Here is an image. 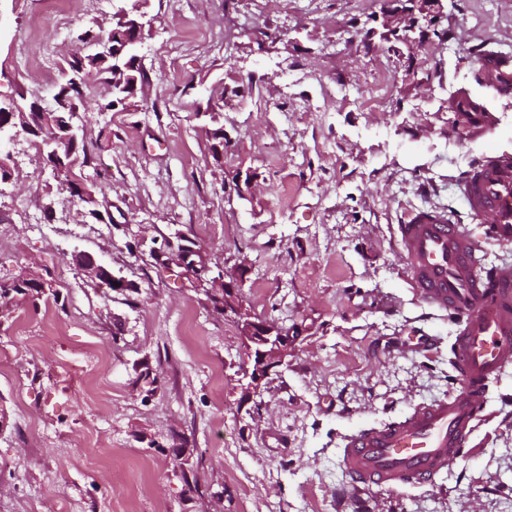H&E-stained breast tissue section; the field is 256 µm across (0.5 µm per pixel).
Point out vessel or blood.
Segmentation results:
<instances>
[{"mask_svg": "<svg viewBox=\"0 0 512 512\" xmlns=\"http://www.w3.org/2000/svg\"><path fill=\"white\" fill-rule=\"evenodd\" d=\"M461 188L475 212L494 214L495 238L511 243L512 156L483 158ZM398 237L420 298L455 325L456 386L399 420L345 438L339 457L357 490L417 488L448 471L485 417L483 395L512 365V266L484 268L467 229L440 210L412 212Z\"/></svg>", "mask_w": 512, "mask_h": 512, "instance_id": "obj_1", "label": "vessel or blood"}]
</instances>
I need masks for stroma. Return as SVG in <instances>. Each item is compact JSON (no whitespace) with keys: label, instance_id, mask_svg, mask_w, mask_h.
<instances>
[{"label":"stroma","instance_id":"35a3bbf8","mask_svg":"<svg viewBox=\"0 0 512 512\" xmlns=\"http://www.w3.org/2000/svg\"><path fill=\"white\" fill-rule=\"evenodd\" d=\"M133 2L73 0L63 26L43 0H7L0 96L53 108L64 76L42 82L40 53L62 64L80 29L110 30ZM386 6L146 0V104L78 114L94 206L29 136L7 143L0 281L40 273L54 296L0 310V512H512V367L467 457L432 484L336 497L347 435L455 385L454 325L411 288L398 225L445 211L487 263L512 264L460 190L483 157L512 154V96L479 85L471 55L512 59V0H442L444 37L411 57L365 36ZM461 90L487 108L462 132L444 107ZM215 121L231 142L220 165ZM186 248L203 271L180 265ZM80 251L125 288L87 281ZM240 271L257 315L304 331L258 394L236 325L206 294ZM147 369L156 383L139 380ZM175 434L193 450L184 468L164 450Z\"/></svg>","mask_w":512,"mask_h":512}]
</instances>
